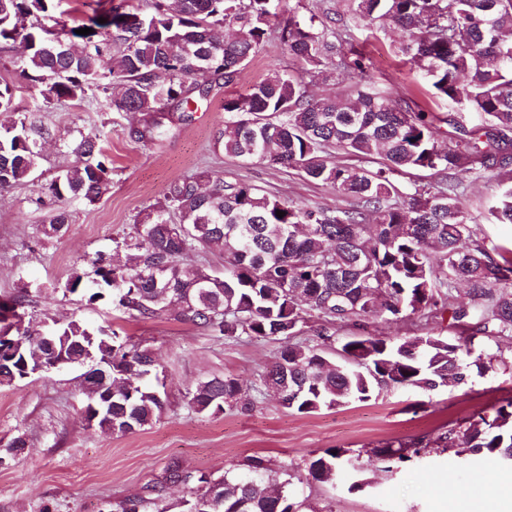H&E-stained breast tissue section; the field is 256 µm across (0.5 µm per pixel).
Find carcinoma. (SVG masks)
Instances as JSON below:
<instances>
[{
	"label": "carcinoma",
	"instance_id": "cac0c4a2",
	"mask_svg": "<svg viewBox=\"0 0 512 512\" xmlns=\"http://www.w3.org/2000/svg\"><path fill=\"white\" fill-rule=\"evenodd\" d=\"M50 2L0 0V44L24 45L16 61L20 77L43 86L47 110L96 90L109 112L150 114L143 128L131 130L145 141L163 134L167 112L181 109L186 117L193 96L208 93L198 75L234 81L268 40L283 0H175L173 7L153 0L150 12L119 0L80 24L93 29L88 35L75 33V26L58 28ZM350 12L407 32L397 52L435 97L462 111L441 117L362 89L367 63L348 27L290 22L280 32L289 55L319 73L336 70L357 82L345 93L315 98L303 77L274 69L224 99V127L215 132L214 146L231 157L295 169L354 205L301 207L240 179L184 176L169 184L162 201L139 212L130 232L112 239L113 252L125 253L127 262L98 253L90 271L73 273L65 286L90 304L109 301L137 320L167 315L222 340H287L260 381L283 408L300 414L366 402L390 388L462 385L505 363L498 354L474 353L472 337L512 334V251L488 249L460 201L462 179L496 170L489 213L512 224V0H352ZM137 15L142 22L132 21ZM101 17L106 23L98 22ZM74 38L84 43L79 53L70 48ZM469 112L483 124L440 143L439 124L462 128ZM37 134L32 113L16 103L14 85L1 80L0 191L34 178L41 157ZM71 149L79 162L46 184V194L54 203L94 205L111 187V159L97 134H80ZM333 149L376 159L378 167L334 163ZM412 170L438 181L404 193L396 178ZM278 210L285 215L278 217ZM68 226L67 212L57 209L39 232L59 236ZM215 246L224 251V273L186 262L189 254ZM461 281L466 306L452 302ZM43 292L37 284L0 298V387H15L53 362L83 370V416L95 431L133 433L158 420L167 400L155 386L160 364L153 352L109 326L34 320L33 297ZM428 309L449 313L472 335L392 340L367 331L372 319L400 320ZM308 316L320 320L324 341L336 324L356 329L342 345V360L292 342ZM115 388L112 417L98 414L100 395ZM251 404L231 377L200 380L187 399L198 414ZM435 444L493 461L512 456V400L491 416L461 420ZM345 455L341 448L326 450L309 474L335 480ZM195 482L191 506L213 498L205 512H296L288 478L278 500L258 474L211 480L175 462L168 466L165 483ZM161 491L148 486L145 495L115 502L110 512H146Z\"/></svg>",
	"mask_w": 512,
	"mask_h": 512
}]
</instances>
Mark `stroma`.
<instances>
[{
    "instance_id": "1",
    "label": "stroma",
    "mask_w": 512,
    "mask_h": 512,
    "mask_svg": "<svg viewBox=\"0 0 512 512\" xmlns=\"http://www.w3.org/2000/svg\"><path fill=\"white\" fill-rule=\"evenodd\" d=\"M332 25L347 20L355 47L364 54L366 87L404 99L413 106L448 113L445 101H432L420 72L410 69L394 45L399 30L371 28L351 18L349 0H283L275 27L289 19ZM302 75L310 91L332 95L347 91L351 80H325L306 63L270 39L232 85L212 84L204 99L191 106L190 119L171 112L167 132L152 141L131 138L130 129L147 117L137 112L101 111L94 96L43 113L54 138L45 143L36 183L0 192V297L36 283L56 286L38 298L35 308L48 317H74L115 329L149 348L166 380L168 405L144 430L105 436L90 429L80 415L82 397L75 372L30 380L0 389V447L17 434L27 446L0 466V512H102L106 503L143 495L160 482L166 467L179 462L193 475L212 479L225 472L245 475L261 460L270 483L291 480L300 512H451L454 503L475 499L485 512H512V469L482 458L465 459L435 440L462 419L492 414L512 398V335H476L474 350L502 355L505 365L472 375L465 385L434 392L391 388L366 402H352L299 414L282 408L260 376L279 355L277 339L223 341L189 323L168 317L149 321L113 320L104 304L90 305L61 289L73 272L87 269L96 252H111L113 237L130 230L136 215L163 197L167 185L202 172L244 179L282 199L313 207H347L327 185L310 182L296 170L244 160L214 150L213 134L224 122V96L240 93L270 70ZM99 133L112 158L109 192L93 206L67 203L71 221L64 236H40L37 227L51 214L33 199L40 186L76 161L69 145L79 133ZM496 180L493 174L467 183L462 204L478 224L487 246L512 243V224L495 223L489 214ZM368 330L393 339L426 333L447 334L448 320L425 315L405 320L373 321ZM230 376L254 392L250 409L218 415L188 411L186 396L199 380ZM428 441L420 456L387 470L376 451L385 444ZM341 448L356 458L357 469L340 468L335 483L309 476L312 461L325 450Z\"/></svg>"
}]
</instances>
